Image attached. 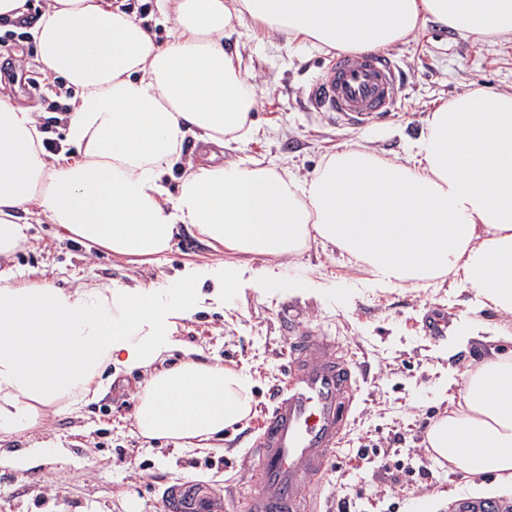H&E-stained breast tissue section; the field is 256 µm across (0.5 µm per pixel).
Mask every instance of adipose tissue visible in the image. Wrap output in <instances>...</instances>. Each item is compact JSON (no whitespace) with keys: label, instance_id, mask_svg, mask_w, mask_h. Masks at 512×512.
Listing matches in <instances>:
<instances>
[{"label":"adipose tissue","instance_id":"obj_1","mask_svg":"<svg viewBox=\"0 0 512 512\" xmlns=\"http://www.w3.org/2000/svg\"><path fill=\"white\" fill-rule=\"evenodd\" d=\"M158 11L175 29L162 44L119 0H47L31 26L44 70L72 91L66 139L77 156L47 151L34 110L0 94V436L78 412L135 371L144 440L203 443L252 411L242 373L198 360L171 334L205 300L196 280L172 299L142 284L19 280L8 261L34 208L116 255L163 252L181 224L250 260L289 262L317 241L377 286L446 279L512 315L511 91L468 90L439 105L403 159L349 145L301 178L208 154L176 191L163 183L187 137L220 147L255 133L241 29L363 52L433 21L495 43L512 37V0H162ZM424 446L472 477V497L512 493V350L469 372L463 404L444 411ZM485 474L494 483H481Z\"/></svg>","mask_w":512,"mask_h":512}]
</instances>
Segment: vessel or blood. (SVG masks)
Instances as JSON below:
<instances>
[{
	"instance_id": "b4317fda",
	"label": "vessel or blood",
	"mask_w": 512,
	"mask_h": 512,
	"mask_svg": "<svg viewBox=\"0 0 512 512\" xmlns=\"http://www.w3.org/2000/svg\"><path fill=\"white\" fill-rule=\"evenodd\" d=\"M400 89L389 56L343 52L318 77L309 102L366 126L388 115ZM357 365L330 337L301 333L289 343L287 376L271 388L257 425L247 467L261 476L247 496V512H314L322 476L349 427L358 391ZM165 512H224V494L212 485L181 481L164 496Z\"/></svg>"
}]
</instances>
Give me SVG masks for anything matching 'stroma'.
Wrapping results in <instances>:
<instances>
[{
    "instance_id": "1",
    "label": "stroma",
    "mask_w": 512,
    "mask_h": 512,
    "mask_svg": "<svg viewBox=\"0 0 512 512\" xmlns=\"http://www.w3.org/2000/svg\"><path fill=\"white\" fill-rule=\"evenodd\" d=\"M239 52L241 67L257 75L251 117L259 133L230 143L224 157L275 162L300 177L312 175L342 145L403 157L440 103L467 89H512V39L475 43L431 23L389 51L401 73L391 114L369 126L342 127L307 102L333 50L259 31L242 39ZM39 67L28 35L11 32L0 39V93L39 112L49 138L61 145L64 95L26 87L28 71ZM28 237L11 266L45 274L64 288L142 282L168 289L191 274L210 296L223 285L224 266L236 267L233 290L223 302L209 299L178 320L173 334L200 360L246 374L254 408L210 448L166 439L147 443L133 425L140 377L128 376L81 411L48 416L26 435L0 440L4 457L47 440L66 451L26 468L0 466V512H164L162 493L177 480L223 487L227 512H240L257 486L253 474L240 483V467L269 405L268 390L284 377L292 329L332 337L363 368L349 435L318 489L322 512H336L341 498L349 499L350 512H407L413 498L434 491L448 494L441 512H455L456 501L467 494L469 478L414 451L437 414L460 401L464 374L491 349L475 328L486 324L512 334V316L484 307L475 291L446 282L418 291L370 286L359 265L319 243L293 259L302 285L289 288L281 259L247 264L183 227L169 249L148 257H118L103 246H85L42 215L32 217ZM434 320L444 325L443 336L430 335Z\"/></svg>"
}]
</instances>
